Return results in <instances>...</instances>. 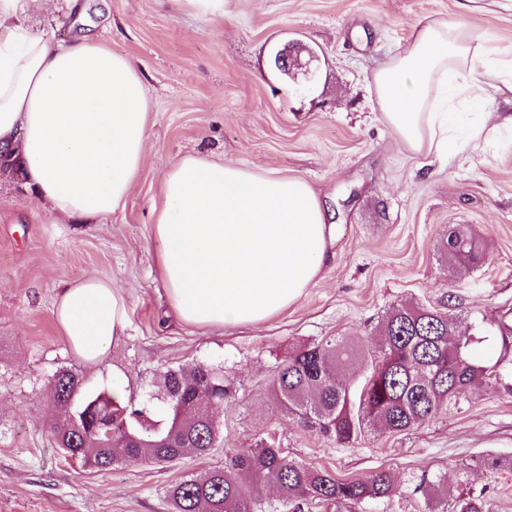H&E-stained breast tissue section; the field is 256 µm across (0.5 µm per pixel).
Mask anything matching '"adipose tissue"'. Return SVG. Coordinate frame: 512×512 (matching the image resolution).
Returning <instances> with one entry per match:
<instances>
[{"label":"adipose tissue","instance_id":"ef3b65f1","mask_svg":"<svg viewBox=\"0 0 512 512\" xmlns=\"http://www.w3.org/2000/svg\"><path fill=\"white\" fill-rule=\"evenodd\" d=\"M42 0H0V147L21 146L26 175L56 219H103L125 201L147 145L151 107L134 61L100 40L32 32ZM462 28L421 27L374 76L378 105L409 148L439 153L479 137L488 88ZM158 278L173 317L205 331L256 325L298 302L330 255L317 191L294 176L187 155L152 206ZM54 322L73 354L105 363L127 310L110 281L68 284Z\"/></svg>","mask_w":512,"mask_h":512}]
</instances>
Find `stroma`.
<instances>
[{
  "label": "stroma",
  "instance_id": "obj_1",
  "mask_svg": "<svg viewBox=\"0 0 512 512\" xmlns=\"http://www.w3.org/2000/svg\"><path fill=\"white\" fill-rule=\"evenodd\" d=\"M51 0L35 28L101 37L136 63L151 104L139 175L105 221L56 223L28 181L0 174V512H169L167 487L223 465L227 451L274 438L285 456L341 479L389 471L390 497L308 512H428L422 478L441 477L448 500L481 493L512 512V128L448 155L400 142L377 104L374 73L433 21L462 24L472 43L512 63V0H224L223 13L188 0ZM318 55L313 81L282 76L278 48ZM224 159L296 175L320 194L335 226L333 256L295 304L255 327L201 333L172 319L156 273L151 209L180 157ZM463 224L484 254L466 270L443 248ZM94 274L121 292L125 336L111 369L80 363L52 319L65 283ZM452 309L479 336L471 353L490 379L413 430L366 433L352 447L301 427L268 392L296 347L342 336L375 348L390 307ZM205 362L224 371L223 440L208 456L108 472L64 458L47 429V388L61 368L92 388L121 380L141 399L161 371Z\"/></svg>",
  "mask_w": 512,
  "mask_h": 512
}]
</instances>
